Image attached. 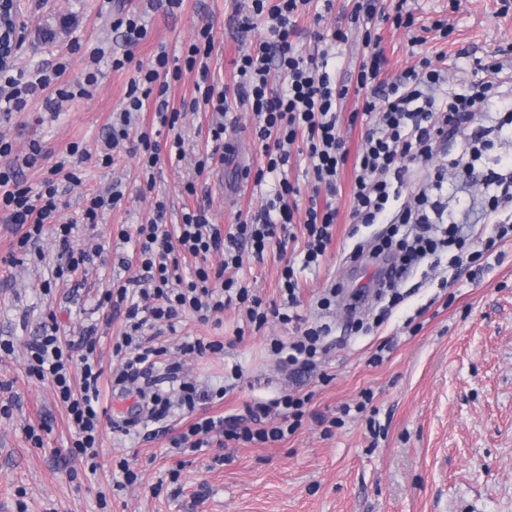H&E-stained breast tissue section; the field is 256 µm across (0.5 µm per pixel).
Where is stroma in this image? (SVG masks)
<instances>
[{
    "mask_svg": "<svg viewBox=\"0 0 512 512\" xmlns=\"http://www.w3.org/2000/svg\"><path fill=\"white\" fill-rule=\"evenodd\" d=\"M119 2L138 11L147 26L148 35L135 51L141 61L162 44L170 54L181 55L200 26L213 21L211 72L231 92L239 49L266 35L260 24L247 32L239 27L250 0H183L176 8L166 0ZM355 3L333 0L328 9L323 0H310L295 38L297 48L308 54L316 33L347 29L348 41L337 47L329 66L348 83L354 82L363 59V30L350 21ZM407 7L424 43L412 46L405 30L380 25L386 76L425 55L447 67L448 87L456 90L472 78L473 58H500L512 49V12L500 14L501 0H408ZM106 8L105 0H23L29 28L17 67L34 77L62 51L73 78L84 71L95 48L122 54V40ZM443 18L453 27L444 39L429 29L433 20ZM42 28L55 30L54 41L39 36ZM100 67L104 76L92 96L64 103L41 122L32 112L0 122V135L20 151L33 139L54 158L74 142L86 148V155L75 161L81 186L59 183L66 201L62 217L77 222L74 247L102 250L86 276L62 280L55 275L60 247L53 235L44 234L37 245L41 260L13 264L8 257L21 231L0 223V339L14 344L13 354L0 356V406L11 407L9 414H0V512H512V239L498 242L486 264L455 275L440 269L426 280L417 274L404 280L398 286L403 301L382 325H374L386 304L372 284L376 264L367 257L351 262L349 254L357 245L371 250L386 227L354 226L349 166L334 201L339 215L333 242L319 267L301 269L305 230L297 223L286 252L273 249L260 260L243 253L234 272L253 293L276 301L285 263L297 264L300 314L332 327L316 372L291 374L273 355L271 339L289 338L293 327L271 323L245 332L234 308L206 323L186 317L176 334L158 339L169 347L181 336L223 341V352L184 363L185 374L203 387L222 386L225 367L241 365L238 386L223 400L204 405L203 414L233 420L250 402L307 393L312 400L300 429L278 443L215 446L180 455L171 441L184 430V421L160 422L151 431L134 425L136 397L112 389V371L119 365L113 341L123 317L98 303L105 288L141 274L134 246L119 239V230L148 221L159 200L167 206L168 223H180L182 213L199 203L207 207L212 223L228 228L238 211L259 210L265 194L239 184L241 169L261 162L253 116L242 108L229 113L226 123L245 152L215 158L211 170L197 173L194 162L206 147L212 115L186 109L197 80L190 72L168 91L171 104L185 107L179 122L185 160L174 164L161 155L150 179L129 152L120 153L112 166L101 165L96 146L124 98L130 74L113 71L106 58ZM501 117L497 105H490L474 125L449 138L437 157L412 165L410 172L416 186L446 169L448 206L477 240L496 235L497 226L468 223L466 211L481 208L483 188L451 164L479 134L495 146L477 163V174H486L496 159L512 158V130L499 128ZM116 182L124 192L119 206L97 225L79 223L85 192H103ZM190 184L195 194L187 193ZM334 284L341 291L329 309H322L318 301ZM52 313L67 336L90 332L97 340L103 405L111 421L103 427L102 447L91 464L71 452L66 405L50 383L27 372L28 348ZM352 318L369 322L370 330L347 333ZM379 349L383 363L370 365ZM367 389L383 427L380 436L371 434L362 415L324 432L319 416L338 415L340 406L360 401ZM32 426L39 428L42 445L29 440ZM123 458L138 480L120 488L116 465ZM175 469L180 472L176 479L171 476Z\"/></svg>",
    "mask_w": 512,
    "mask_h": 512,
    "instance_id": "stroma-1",
    "label": "stroma"
}]
</instances>
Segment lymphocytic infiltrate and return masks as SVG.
<instances>
[{"label":"lymphocytic infiltrate","instance_id":"lymphocytic-infiltrate-1","mask_svg":"<svg viewBox=\"0 0 512 512\" xmlns=\"http://www.w3.org/2000/svg\"><path fill=\"white\" fill-rule=\"evenodd\" d=\"M310 0H251V12L242 19L243 27L262 20L267 37L239 54L235 61L239 81L235 97H228L221 80L215 79L209 61L215 48L212 24H203L196 40L183 57L170 55L166 47H158L146 62L134 59L133 49L147 36V29L134 13L119 12L112 16V28L120 33L125 45L122 56L113 57V70L133 66L132 77L120 109L112 114L108 132L103 137L98 159L111 165L115 152L121 151L129 139H136L145 171H153L162 151L172 152L175 160L184 157L183 140L178 131L180 110L171 107L167 98L170 80L179 78L183 70L197 72L196 95L192 109L205 108L219 113L242 106L255 119L253 135L261 148L263 160L251 178L255 186L272 181L273 187L259 213L239 212L230 230H222L210 222L205 207H197L182 215L176 227L166 224V206L156 202L154 216L134 231H121V239L135 238L136 257L144 272V288L128 285L106 289L101 294L105 305L123 309L126 329L113 346L121 360L113 374L118 385L133 383L156 368H164L171 376L180 372L179 363L169 358L166 347L155 345L153 337L144 333L146 325L166 324L175 327L186 314H194L207 322L225 306L235 304L242 309L248 327L261 330L269 321L301 327L300 336L285 341L273 339L272 350L287 368L314 371L325 352L323 339L330 335L328 324L305 323L298 314L299 282L292 265H285L279 281L280 302L267 303L253 294L239 280L225 276L224 271L239 266L242 249H250L255 258H263L270 247L285 248L286 234L299 208L301 189L285 175L293 147H300L309 162L307 169L315 188L328 196L340 192L341 173L352 166V211L358 224H375L388 220L389 232L373 249L372 258H386L382 285L395 287L407 274L428 258L450 252V269H462L488 259L492 243L479 246L463 233L448 210L447 203L432 199V192L442 191L444 175H435L430 183L416 191H408L409 166L421 158L434 155L439 136L447 129L459 128L488 107L499 96V75L503 62L480 65L479 78L466 82L460 90L445 92L448 73L430 57L391 78H384L385 58L378 48L376 30L384 23L395 28H411L415 19L397 0L393 12L376 14L371 0H358L352 16L363 28V62L354 84H347L328 72L336 47L348 39L346 31L334 30L322 38L320 47L311 55H303L293 42L298 19ZM99 56L91 54L89 68L81 79H67L68 65L56 61L39 71L36 78L24 73L6 74L0 70V109L5 114L27 112L33 101H40L44 112L54 113L62 103L89 96L99 80ZM355 95L357 106L350 123L364 122L366 132L357 151H349L342 134L341 112L348 95ZM165 140H158V132ZM47 157L38 141H30L25 153L14 151L12 141L0 137V220L23 229L16 246L25 250L36 244L44 231L58 238L65 256L58 264L57 276H74L92 263L93 253L74 250L69 245L73 224L58 220L62 202L56 186L57 175H64L72 186L82 180L59 160L48 170L38 194H31L22 175L40 166ZM305 210L306 243L303 264L320 265L333 241V228L338 211L328 203L319 204L309 198ZM224 255L219 268L205 265L210 253ZM198 258L191 277H183L180 265L184 256ZM96 340L86 335L72 341L62 336L56 319L45 322L43 333L31 344L27 371L41 382L55 388L69 415L75 434L72 451L96 458L99 436L106 418L99 408L103 370L95 356ZM79 376H72V369ZM226 389L211 391L195 382L182 380L176 393L154 391L147 419L158 423L174 411L187 417V428L172 444L181 451L199 452L212 447L215 438L225 443L266 444L295 434L306 415L310 396L284 394L272 403L258 402L248 406L249 424H230L220 416H196L198 406L226 396ZM278 409L280 420L267 425L271 409Z\"/></svg>","mask_w":512,"mask_h":512}]
</instances>
